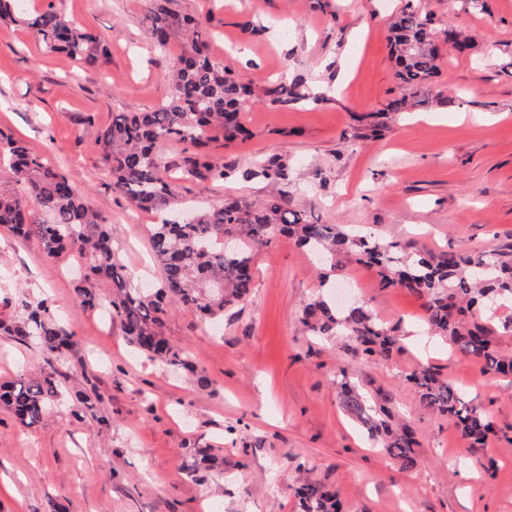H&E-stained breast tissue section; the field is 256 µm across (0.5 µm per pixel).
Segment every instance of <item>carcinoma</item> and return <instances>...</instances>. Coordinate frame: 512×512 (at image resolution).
Wrapping results in <instances>:
<instances>
[{
	"mask_svg": "<svg viewBox=\"0 0 512 512\" xmlns=\"http://www.w3.org/2000/svg\"><path fill=\"white\" fill-rule=\"evenodd\" d=\"M172 0H145L146 17L156 44L165 48L180 40L169 76V99L147 112H120L99 136L105 164L112 172V189L125 195L139 210L163 215L150 229V245L163 272L160 286L141 288L124 273L114 256L112 236L102 216L88 205L68 177L50 167L26 144L0 133V158L23 189L0 190V225L23 239H36L46 254L73 251L88 264L85 276L75 281L74 298L87 307L102 304L99 285L112 289L108 307L128 343L140 354L170 370H191L185 347L171 342L164 332L166 316L175 304L209 322L224 319V310L243 301L253 283V251L279 232L331 261L346 253L373 267L379 284L406 292L420 302L423 322L430 333L444 337L460 354L482 364L486 374H512V358L493 345L495 329L479 323L475 314L488 305L512 304V242L491 252H448L421 255L410 243H385L373 233L350 234L338 224H316L291 208L288 193L276 188L286 179L285 166L269 161L246 177H261L274 187L260 203L225 200L197 208L176 222L166 218L178 202V190L169 180V162L162 146L184 142L181 178L203 184L224 179V163L210 152L218 137L229 146L247 138L241 122L244 105L254 89L227 70L210 51L209 19L195 18L171 7ZM21 16L41 36L51 52H63L77 63L102 67L106 49L95 36L69 23L53 4L26 12L25 0H0V19ZM433 11L422 0H406L389 28L388 44L396 65V79L406 95L388 103L383 112H399L407 95H417L439 73L438 42L453 40L467 48L473 41L460 29L435 26ZM263 102L286 107L308 98L306 79L273 84L261 92ZM19 316L0 321V332L20 344L33 342L59 362L74 345V334L54 316L43 299L33 304L18 300ZM303 324L312 336L344 337L347 350L363 360L389 356L398 339L363 305L340 307L328 296L306 305ZM54 364L34 378L21 377L0 384V405L10 409L21 424L41 423L66 398ZM407 381L418 390L422 404L448 417L468 448L498 436L491 417L465 400L455 386L443 381L434 367H421ZM340 403L372 433H384V450L405 468L415 465L417 441L407 423L391 428L366 406L357 387L340 385ZM196 467L215 469L224 458L211 448L195 451ZM302 512H341L336 490L308 482L295 490Z\"/></svg>",
	"mask_w": 512,
	"mask_h": 512,
	"instance_id": "obj_1",
	"label": "carcinoma"
}]
</instances>
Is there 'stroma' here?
I'll use <instances>...</instances> for the list:
<instances>
[{
  "mask_svg": "<svg viewBox=\"0 0 512 512\" xmlns=\"http://www.w3.org/2000/svg\"><path fill=\"white\" fill-rule=\"evenodd\" d=\"M93 31L106 66L83 67L47 51L23 20L0 21V131L26 142L75 185L112 228L116 257L132 279L155 287L162 270L147 229L153 212L113 191L99 133L118 112L166 102L179 45L155 48L143 0H30ZM404 0H175L211 18V52L254 89L303 75L313 95L285 109L261 101L244 113L245 142L214 152L224 179L180 183L200 204L263 198L266 182L243 180L250 162L286 166L280 187L310 221L364 228L420 252L491 251L512 240V0L461 12L429 0L441 26L465 29L474 54L444 51L427 103L373 113L399 96L387 43ZM263 25L246 38L244 22ZM83 260L46 255L34 239L0 226V318L19 292L51 299L75 343L58 363L64 391H87L93 410L57 406L25 427L0 407V512H299L303 482L332 486L344 512H512V377L484 375L474 359L428 333L418 301L383 288L372 268L344 257L337 278L401 340L387 358L362 362L336 341L310 336L304 306L322 291L320 264L287 236L254 252L253 288L226 310L219 330L171 309L165 332L197 373L176 374L140 355L106 308L74 298ZM40 347L0 335V383L38 375ZM432 364L503 428V438L465 449L452 422L428 411L407 375ZM368 399L390 395L410 422L414 468L389 458L339 404L341 379ZM222 449L224 466L194 470V451Z\"/></svg>",
  "mask_w": 512,
  "mask_h": 512,
  "instance_id": "35a3bbf8",
  "label": "stroma"
}]
</instances>
